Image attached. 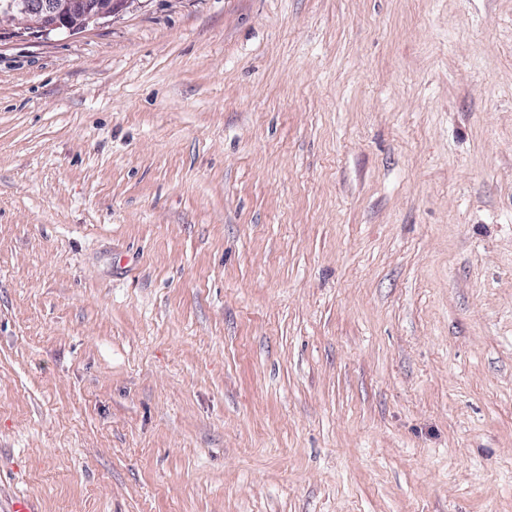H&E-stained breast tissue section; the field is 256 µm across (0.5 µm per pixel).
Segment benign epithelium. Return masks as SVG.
Returning <instances> with one entry per match:
<instances>
[{
  "mask_svg": "<svg viewBox=\"0 0 512 512\" xmlns=\"http://www.w3.org/2000/svg\"><path fill=\"white\" fill-rule=\"evenodd\" d=\"M128 0H0V28L20 21L30 33L78 31L121 10Z\"/></svg>",
  "mask_w": 512,
  "mask_h": 512,
  "instance_id": "benign-epithelium-1",
  "label": "benign epithelium"
}]
</instances>
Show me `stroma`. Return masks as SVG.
Here are the masks:
<instances>
[{
	"mask_svg": "<svg viewBox=\"0 0 512 512\" xmlns=\"http://www.w3.org/2000/svg\"><path fill=\"white\" fill-rule=\"evenodd\" d=\"M0 490L512 512V0L1 30Z\"/></svg>",
	"mask_w": 512,
	"mask_h": 512,
	"instance_id": "obj_1",
	"label": "stroma"
}]
</instances>
